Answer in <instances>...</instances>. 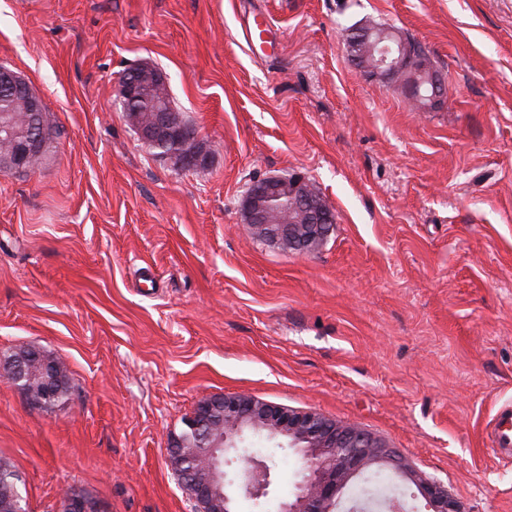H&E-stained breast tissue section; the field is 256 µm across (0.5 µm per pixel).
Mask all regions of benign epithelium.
Here are the masks:
<instances>
[{"mask_svg":"<svg viewBox=\"0 0 512 512\" xmlns=\"http://www.w3.org/2000/svg\"><path fill=\"white\" fill-rule=\"evenodd\" d=\"M378 49L369 74L383 78L399 76L409 99L419 97V77L431 69L423 54H414L395 36ZM167 86L165 76L150 65L127 72L118 86L123 118L139 134L148 148L163 150L161 157L176 169H203L208 155L196 147L204 138L180 121L178 113L162 108L143 119L132 104L147 87ZM25 77L10 68L0 67V88L25 92L24 105L31 112L43 107L41 97L28 90ZM0 133L12 142L8 152L0 153V172L8 174L29 169L32 157L40 150L42 133L0 126ZM245 223L256 237L275 243L283 250L311 254L326 242L335 223L327 201L315 194L301 175H270L252 183L244 197ZM26 352L0 360V378L18 389L29 388ZM39 361L40 388L29 397L33 405L48 407L65 381L62 365L44 355ZM190 433L175 437L169 444V461L175 475L191 492L200 512H235L234 496L258 501L269 495L271 469L260 459L250 458L233 477L224 472V457L239 455L247 435L275 441L288 440L305 459V472L295 499L280 504V512H337L342 490L351 482L378 468L394 472L413 484L426 503L427 512H460L458 504L440 483L426 479L409 468L392 449L355 424H338L314 411L296 410L236 394H216L205 398L186 420ZM65 512H100L97 502L73 490L62 493Z\"/></svg>","mask_w":512,"mask_h":512,"instance_id":"benign-epithelium-1","label":"benign epithelium"}]
</instances>
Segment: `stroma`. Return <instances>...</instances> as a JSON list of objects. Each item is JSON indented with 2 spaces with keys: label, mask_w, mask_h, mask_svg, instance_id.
Instances as JSON below:
<instances>
[{
  "label": "stroma",
  "mask_w": 512,
  "mask_h": 512,
  "mask_svg": "<svg viewBox=\"0 0 512 512\" xmlns=\"http://www.w3.org/2000/svg\"><path fill=\"white\" fill-rule=\"evenodd\" d=\"M281 32L244 37L251 8ZM420 43L446 94L412 108L352 62L349 29ZM161 70L210 142L175 170L123 119ZM46 104L48 159L0 174V359L68 369L64 404L0 381V455L26 512L65 489L102 512H197L167 459L205 397L245 393L357 423L461 512H512L488 423L512 404V0H0V65ZM299 174L336 223L310 255L245 224L248 187ZM301 453L276 451L268 501ZM251 15L252 21H247L244 33L252 53L258 56H273L278 45V29L272 25L268 12H252ZM256 31L259 32L258 37L261 40L258 47L254 44Z\"/></svg>",
  "instance_id": "obj_1"
}]
</instances>
